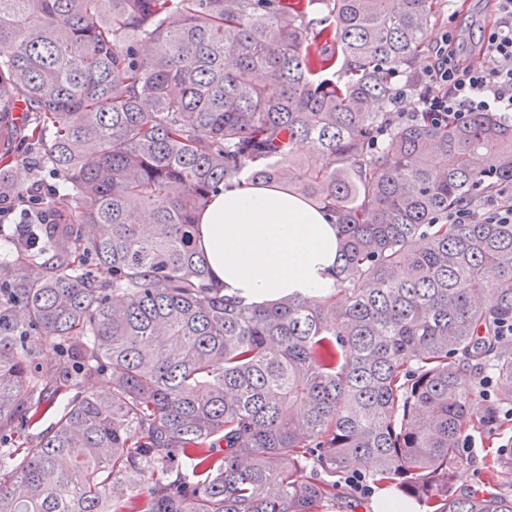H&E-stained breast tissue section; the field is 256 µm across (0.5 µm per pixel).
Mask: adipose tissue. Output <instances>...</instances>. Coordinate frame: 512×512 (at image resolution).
<instances>
[{"label":"adipose tissue","instance_id":"1","mask_svg":"<svg viewBox=\"0 0 512 512\" xmlns=\"http://www.w3.org/2000/svg\"><path fill=\"white\" fill-rule=\"evenodd\" d=\"M196 246L213 282L257 307L288 295L323 297L336 286L333 218L277 185L220 189L197 218Z\"/></svg>","mask_w":512,"mask_h":512}]
</instances>
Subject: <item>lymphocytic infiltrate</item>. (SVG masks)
I'll list each match as a JSON object with an SVG mask.
<instances>
[{"label":"lymphocytic infiltrate","mask_w":512,"mask_h":512,"mask_svg":"<svg viewBox=\"0 0 512 512\" xmlns=\"http://www.w3.org/2000/svg\"><path fill=\"white\" fill-rule=\"evenodd\" d=\"M494 18L484 30L479 62L464 59L452 35L440 31L432 38L433 61L419 78L417 109L434 120L465 119L475 112L512 113V0H494ZM43 193L22 205L0 196V223L13 227L16 242H34V227L46 224Z\"/></svg>","instance_id":"f902f5d3"}]
</instances>
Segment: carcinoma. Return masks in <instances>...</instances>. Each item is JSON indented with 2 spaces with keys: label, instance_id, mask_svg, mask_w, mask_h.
Returning a JSON list of instances; mask_svg holds the SVG:
<instances>
[{
  "label": "carcinoma",
  "instance_id": "1",
  "mask_svg": "<svg viewBox=\"0 0 512 512\" xmlns=\"http://www.w3.org/2000/svg\"><path fill=\"white\" fill-rule=\"evenodd\" d=\"M312 2L0 0V167L23 140L59 182L37 247L0 265V512H325L363 465L429 512H512L458 456L512 408V339L490 336L512 223H448L512 205V117L387 111L443 0H325L317 26ZM243 180L336 218L330 294L257 308L210 282L196 216ZM46 344L74 366L37 365ZM98 376L109 395L31 444ZM488 470L508 482L512 450ZM92 380H96L93 382H90ZM88 382H90L88 384ZM109 390V382L106 377H98L91 380H84L81 382V384L78 387H74L71 390L63 391L61 393L56 394L55 396V411L52 415L46 416L40 423V425L37 428L30 429L29 434L33 435V437H36L37 434L40 432H45L46 430H49L56 421L62 416L64 412V408L66 407L67 403L73 399V397L77 394V392H89V391H95L98 393H106Z\"/></svg>",
  "mask_w": 512,
  "mask_h": 512
}]
</instances>
